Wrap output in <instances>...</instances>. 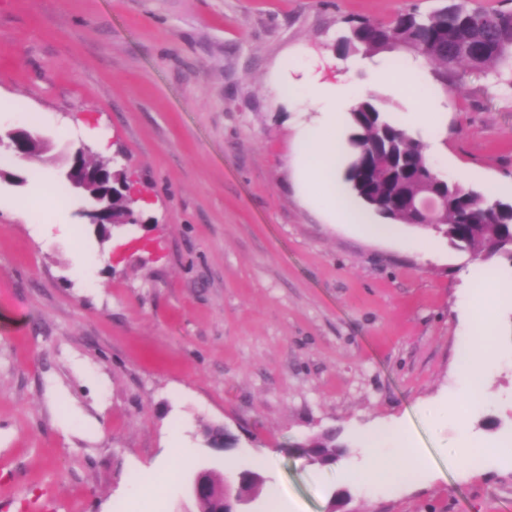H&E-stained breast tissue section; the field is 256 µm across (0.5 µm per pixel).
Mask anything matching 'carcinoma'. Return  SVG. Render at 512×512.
<instances>
[{
    "mask_svg": "<svg viewBox=\"0 0 512 512\" xmlns=\"http://www.w3.org/2000/svg\"><path fill=\"white\" fill-rule=\"evenodd\" d=\"M344 56L403 51L436 63L435 81L444 89L461 77L459 66L496 78L512 72V11L470 9L454 2L427 14L401 10L386 22L359 20L336 39ZM351 134L344 180L356 199L370 196L385 204H404L423 189L432 168L424 145L391 121L377 97L360 98L349 110ZM448 242L475 259L487 260L489 245L512 261V202L490 193L448 183V211L437 217ZM338 434L322 432L296 444L309 463L329 465L342 454Z\"/></svg>",
    "mask_w": 512,
    "mask_h": 512,
    "instance_id": "cac0c4a2",
    "label": "carcinoma"
}]
</instances>
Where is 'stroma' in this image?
<instances>
[{
	"instance_id": "1",
	"label": "stroma",
	"mask_w": 512,
	"mask_h": 512,
	"mask_svg": "<svg viewBox=\"0 0 512 512\" xmlns=\"http://www.w3.org/2000/svg\"><path fill=\"white\" fill-rule=\"evenodd\" d=\"M446 0H0V130L28 125L51 145L40 164L52 205L30 201L16 160L0 180V502L7 512H198L187 488L202 467L262 469L247 512H512V292L498 327L488 400L468 412L481 465L462 469L448 419L457 397L463 276L484 262L434 236L422 255L410 224L372 238L332 223L302 188L295 132L316 117L272 74L342 73L375 94L449 181L512 202V88L465 73L445 91L410 54L340 57L349 21L426 13ZM409 69L407 86L369 69ZM122 170L149 208L101 237L79 193L59 181L66 151ZM27 205L26 217L17 206ZM154 242L125 250L130 237ZM112 261L78 273L73 251ZM385 421L402 423L427 467L369 493L338 465L308 464L296 442L336 430L346 456ZM236 438L217 453L204 429ZM190 455L178 481L136 492L137 477Z\"/></svg>"
}]
</instances>
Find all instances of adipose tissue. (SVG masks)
Segmentation results:
<instances>
[{
  "label": "adipose tissue",
  "instance_id": "adipose-tissue-1",
  "mask_svg": "<svg viewBox=\"0 0 512 512\" xmlns=\"http://www.w3.org/2000/svg\"><path fill=\"white\" fill-rule=\"evenodd\" d=\"M354 87L345 79L329 80L314 76L306 86V95L317 110L313 125L302 128L297 136L296 160L298 176L303 186L323 182L328 190L321 198L322 205L339 222L364 225L375 236L389 234L386 224L367 223L363 212L349 195L336 184V118L340 108L351 100ZM506 290L491 272H483L472 283L465 296L463 308L470 330L459 348V377L467 391L463 402H450L448 415L458 425H465L464 409L475 408L485 401L483 368L492 355L495 325L487 306ZM363 452L369 464L363 473H356L351 462H344V476H359L368 486H380L400 481L420 471L423 459L412 448L402 428L395 424L377 430L364 443Z\"/></svg>",
  "mask_w": 512,
  "mask_h": 512
}]
</instances>
